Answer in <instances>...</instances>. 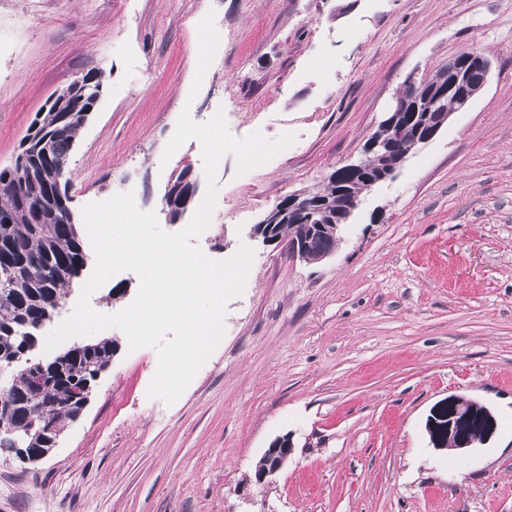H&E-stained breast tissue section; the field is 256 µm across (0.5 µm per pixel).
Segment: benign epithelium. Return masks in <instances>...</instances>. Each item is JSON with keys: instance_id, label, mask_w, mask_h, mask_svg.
<instances>
[{"instance_id": "1", "label": "benign epithelium", "mask_w": 512, "mask_h": 512, "mask_svg": "<svg viewBox=\"0 0 512 512\" xmlns=\"http://www.w3.org/2000/svg\"><path fill=\"white\" fill-rule=\"evenodd\" d=\"M492 63L483 54L463 51L448 61L439 82L425 87L423 81L411 75L404 88L392 100L374 132L366 141L361 156L344 161L341 170L358 174L366 171L372 163L371 184L376 185L390 179L397 165L406 155H401L396 164H389L392 154L398 150V141L406 139L412 146L419 147L432 140L447 124L456 110L468 106L485 88L491 73ZM453 99V107L443 103ZM197 183L189 179L177 187H170L166 202L178 200L180 208L187 209L196 190ZM324 185L292 194L282 203L271 207L262 220L253 227V235L262 238L265 245L285 244L291 256L303 261H322L333 254L324 251L317 258H310V242L315 232L328 234L339 241L341 226L349 221L359 205V196L351 194L344 207L334 212L323 209ZM301 216L305 226L298 234L284 241L275 237V224L287 216ZM498 428L497 418L492 410L479 401L458 395L439 400L430 410L425 430L431 445L438 450L451 448L463 455L473 448L488 443ZM291 435L286 434L273 441L264 452L266 468L257 474L256 481L265 482L277 474L294 452Z\"/></svg>"}]
</instances>
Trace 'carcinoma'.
<instances>
[{"mask_svg":"<svg viewBox=\"0 0 512 512\" xmlns=\"http://www.w3.org/2000/svg\"><path fill=\"white\" fill-rule=\"evenodd\" d=\"M96 88L66 102L74 112L44 105L19 151L22 163L0 169V401L12 405L0 447L18 444L30 462L50 448L44 424L62 428L78 414L82 391L115 351L110 339L78 342L61 359L43 361L35 348L85 265L80 225L61 209L57 190Z\"/></svg>","mask_w":512,"mask_h":512,"instance_id":"1","label":"carcinoma"}]
</instances>
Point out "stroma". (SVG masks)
I'll list each match as a JSON object with an SVG mask.
<instances>
[{
  "instance_id": "1",
  "label": "stroma",
  "mask_w": 512,
  "mask_h": 512,
  "mask_svg": "<svg viewBox=\"0 0 512 512\" xmlns=\"http://www.w3.org/2000/svg\"><path fill=\"white\" fill-rule=\"evenodd\" d=\"M208 17L224 50L201 74ZM467 49L492 61L485 89L364 194L331 257L253 236L264 211L361 155L409 74ZM91 69L107 83L70 155L74 214L130 191L175 233L213 184L197 244L214 261L247 246L252 263L174 404L148 395L156 349L101 330L112 363L58 446L36 463L0 449V512H512V0H0V166ZM185 110L294 141L243 174L225 155L210 179L193 141L162 158ZM185 169L198 188L173 220L162 198ZM138 288L117 273L89 305L117 313ZM450 395L499 424L462 457L424 428ZM287 433L294 455L256 483Z\"/></svg>"
}]
</instances>
